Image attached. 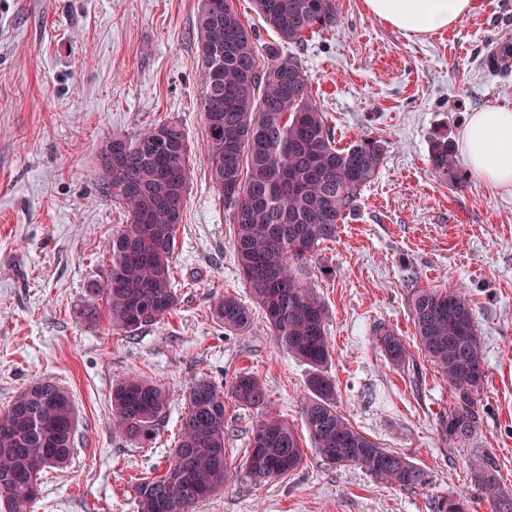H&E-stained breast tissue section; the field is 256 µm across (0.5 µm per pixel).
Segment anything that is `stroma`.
<instances>
[{"instance_id":"35a3bbf8","label":"stroma","mask_w":512,"mask_h":512,"mask_svg":"<svg viewBox=\"0 0 512 512\" xmlns=\"http://www.w3.org/2000/svg\"><path fill=\"white\" fill-rule=\"evenodd\" d=\"M339 23L306 33L297 53L339 147L371 135L387 153L358 206L303 271L328 309L337 407L381 447L430 477L406 490L306 450L287 477L235 479L195 512H435L457 497L492 512L474 475L493 473L512 498V190L457 188L430 166L434 141L459 146L471 112L512 108V64L488 55L512 38V0H472L451 29L407 38L337 0ZM201 0H0V409L30 382L67 390L77 409L75 449L42 474L31 512H138V485L162 473L177 438L183 393L197 379L224 393L227 456L241 466L258 412L299 436L309 367L279 350L262 312L239 334L211 318L215 297L253 300L234 259L232 226L204 154ZM162 121L187 139L189 186L176 238L172 314L129 335L81 318L86 286L123 222L94 178L99 142ZM465 288L485 354L480 420L469 441L439 424L455 398L414 339L416 288ZM385 327L410 352L390 365L373 344ZM245 372L265 386L257 410L231 393ZM138 374L163 385L170 406L148 440L113 430V384Z\"/></svg>"}]
</instances>
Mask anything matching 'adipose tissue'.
<instances>
[{
  "label": "adipose tissue",
  "mask_w": 512,
  "mask_h": 512,
  "mask_svg": "<svg viewBox=\"0 0 512 512\" xmlns=\"http://www.w3.org/2000/svg\"><path fill=\"white\" fill-rule=\"evenodd\" d=\"M370 14L411 36L449 29L469 13L472 0H364ZM461 154L481 184L512 187V109L471 113L461 133Z\"/></svg>",
  "instance_id": "obj_1"
}]
</instances>
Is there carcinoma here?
Segmentation results:
<instances>
[{
    "label": "carcinoma",
    "instance_id": "carcinoma-1",
    "mask_svg": "<svg viewBox=\"0 0 512 512\" xmlns=\"http://www.w3.org/2000/svg\"><path fill=\"white\" fill-rule=\"evenodd\" d=\"M253 2L279 43L259 46L255 30L229 0H204L196 23L204 152L233 227L235 258L276 347L313 368L310 396L302 405L311 448L330 466H355L400 488H421L428 483L422 466L380 447L338 410L336 383L326 369L327 308L299 275L320 244L336 237L385 155L383 141L373 137L338 147L300 60L280 53L283 43L303 45L315 26H336V0ZM109 152L110 171L103 167ZM431 166L450 183H464L448 142L434 143ZM95 179L102 197L123 207L126 222L107 241V267L87 284L86 314H102L112 328L130 334L178 305L173 259L189 184L183 128L163 121L133 135L104 138ZM409 307L421 350L456 395L441 420V436L463 445L475 431V405L486 378L471 299L456 290L418 288ZM212 314L226 332H243L252 320L250 309L228 294L216 297ZM374 341L391 365L401 368L409 361L394 331L379 328ZM232 394L251 407L266 402L260 380L246 373L232 381ZM185 400L166 470L140 484L139 512H192L240 473L265 482L302 464L305 451L291 425L261 415L252 426L244 467L232 468L224 441V393L201 378L190 383ZM168 402L163 386L131 374L112 387V428L130 439H147ZM75 420L70 394L47 380L30 383L0 410V512H30L41 475L66 465L73 453ZM476 481L500 512H512V498L502 495L494 477L482 472Z\"/></svg>",
    "mask_w": 512,
    "mask_h": 512
}]
</instances>
